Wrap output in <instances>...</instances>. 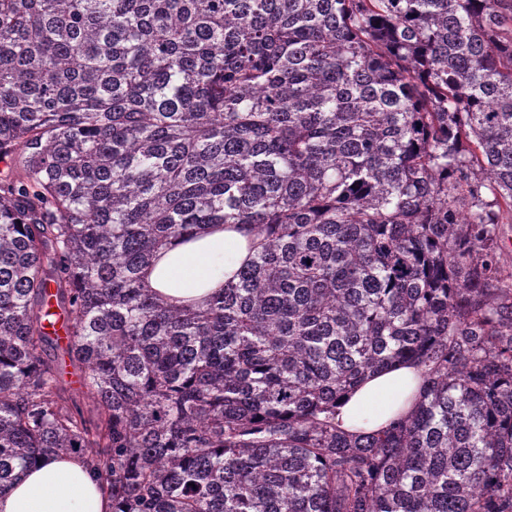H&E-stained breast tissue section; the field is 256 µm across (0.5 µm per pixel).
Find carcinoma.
Returning <instances> with one entry per match:
<instances>
[{"instance_id":"1","label":"carcinoma","mask_w":512,"mask_h":512,"mask_svg":"<svg viewBox=\"0 0 512 512\" xmlns=\"http://www.w3.org/2000/svg\"><path fill=\"white\" fill-rule=\"evenodd\" d=\"M6 157L0 493L73 454L112 512H512V0H0ZM215 224L253 258L159 301ZM253 242L254 235L244 225H217L194 240L170 246L146 278L167 303L197 305L250 258ZM421 378L420 369L410 363L375 374L336 405V425L349 432L387 426L415 406Z\"/></svg>"}]
</instances>
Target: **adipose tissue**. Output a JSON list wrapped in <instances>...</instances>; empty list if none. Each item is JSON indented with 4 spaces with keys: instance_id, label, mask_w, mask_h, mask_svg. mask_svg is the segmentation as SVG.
Wrapping results in <instances>:
<instances>
[{
    "instance_id": "obj_1",
    "label": "adipose tissue",
    "mask_w": 512,
    "mask_h": 512,
    "mask_svg": "<svg viewBox=\"0 0 512 512\" xmlns=\"http://www.w3.org/2000/svg\"><path fill=\"white\" fill-rule=\"evenodd\" d=\"M254 236L243 225H217L200 237L170 246L148 270L150 287L167 303H200L233 277L253 253ZM420 369L410 363L365 380L336 407L340 429L376 430L405 416L415 406ZM0 512H112L82 459L53 457L27 468L0 494Z\"/></svg>"
}]
</instances>
